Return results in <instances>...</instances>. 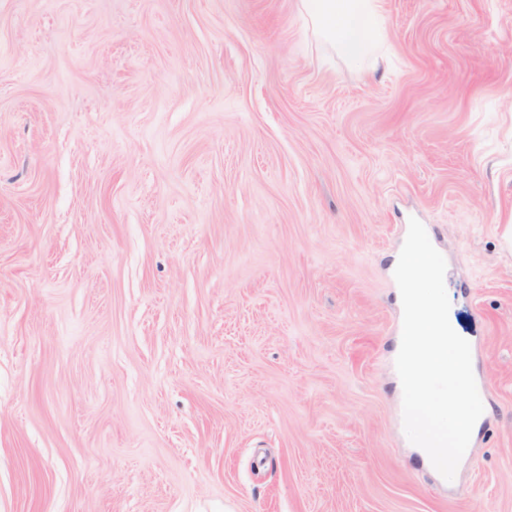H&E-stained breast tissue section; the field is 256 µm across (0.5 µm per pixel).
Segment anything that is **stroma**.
Segmentation results:
<instances>
[{"mask_svg":"<svg viewBox=\"0 0 512 512\" xmlns=\"http://www.w3.org/2000/svg\"><path fill=\"white\" fill-rule=\"evenodd\" d=\"M0 0V512H512V0ZM487 414L404 428L394 264ZM312 32L340 58L363 70L384 49L382 0H299Z\"/></svg>","mask_w":512,"mask_h":512,"instance_id":"1","label":"stroma"}]
</instances>
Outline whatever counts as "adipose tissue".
Here are the masks:
<instances>
[{
    "label": "adipose tissue",
    "mask_w": 512,
    "mask_h": 512,
    "mask_svg": "<svg viewBox=\"0 0 512 512\" xmlns=\"http://www.w3.org/2000/svg\"><path fill=\"white\" fill-rule=\"evenodd\" d=\"M312 32L340 58L363 70L384 49L382 0H299Z\"/></svg>",
    "instance_id": "1"
}]
</instances>
